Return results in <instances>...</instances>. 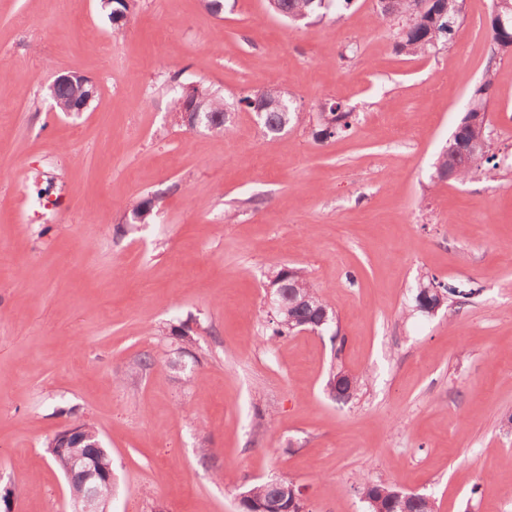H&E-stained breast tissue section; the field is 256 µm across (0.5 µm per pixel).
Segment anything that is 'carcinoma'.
Masks as SVG:
<instances>
[{
    "instance_id": "obj_1",
    "label": "carcinoma",
    "mask_w": 512,
    "mask_h": 512,
    "mask_svg": "<svg viewBox=\"0 0 512 512\" xmlns=\"http://www.w3.org/2000/svg\"><path fill=\"white\" fill-rule=\"evenodd\" d=\"M351 0H275L268 3L275 14L293 22L300 16L308 22H320L328 15L332 7H341ZM379 19L392 29L395 49L409 56H425L436 52L438 46L452 42L456 31L463 25L464 13L457 9L453 15L433 16L420 9L419 0H386L384 7L378 10ZM487 37L491 54L488 57L482 80L470 92L468 105L461 121L441 148L434 163L431 181L434 183L454 179L463 182L478 171L490 172L499 166L497 156L488 154L476 146L482 137L489 138L488 106L494 92L496 59L509 53L512 46V21L506 27L499 25L498 18L489 16ZM77 89L69 85H59L49 95L54 98L58 111L75 99ZM228 101L216 91H211L206 111L211 130L227 133L231 129L232 119L225 112ZM352 112L341 104L327 101L320 106L317 122L313 125L312 136L317 141H325L346 133L351 127ZM259 125L268 137H274L288 128L304 123L302 113L290 109L282 111L278 103L270 101L264 112L258 114ZM157 218L153 201L146 199L136 205L130 214L135 224H152ZM267 284L279 291L281 312L269 316L267 320L268 340L273 341L292 335L301 328L312 331H327L332 328L338 332L336 316L322 298L319 291L308 280L301 268L274 267L270 270ZM437 301V296L419 287L412 296V308L417 312H426L425 305ZM342 371H331L327 380V389L331 397L340 402L354 399L362 386L360 379L347 376L338 378ZM292 481L273 485L267 481L255 483L250 487L251 497L239 504V512H265L269 503L277 497H286L285 488ZM357 491L365 503L366 512H436L435 501L426 494L409 493L385 483H374L359 479Z\"/></svg>"
}]
</instances>
